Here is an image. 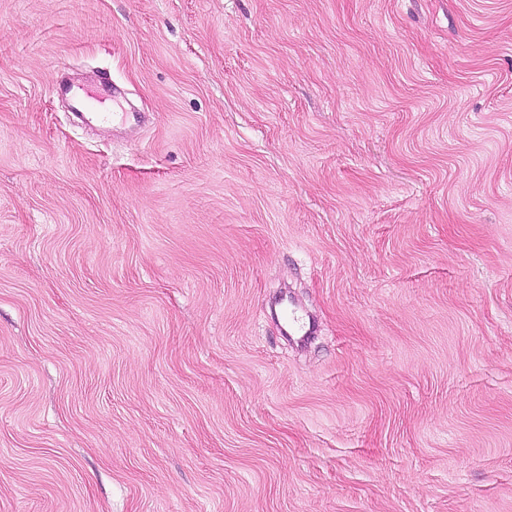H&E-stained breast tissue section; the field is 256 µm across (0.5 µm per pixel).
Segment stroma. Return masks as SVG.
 Listing matches in <instances>:
<instances>
[{
    "label": "stroma",
    "mask_w": 512,
    "mask_h": 512,
    "mask_svg": "<svg viewBox=\"0 0 512 512\" xmlns=\"http://www.w3.org/2000/svg\"><path fill=\"white\" fill-rule=\"evenodd\" d=\"M0 512H512V0H0ZM57 92L60 96L69 98L72 102L71 106L73 108L74 114L82 117L88 122H94L103 126H110L115 121H129L130 118L135 117L134 112H121V113H112V112H81L84 107H86V98H93L95 94L92 92L82 89L81 93L74 92L73 87L64 84L58 83Z\"/></svg>",
    "instance_id": "1"
}]
</instances>
